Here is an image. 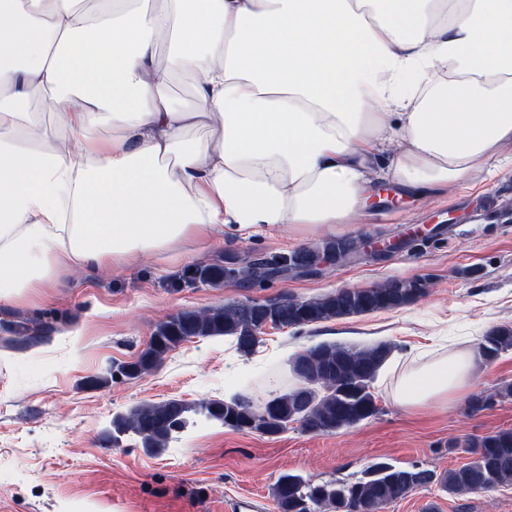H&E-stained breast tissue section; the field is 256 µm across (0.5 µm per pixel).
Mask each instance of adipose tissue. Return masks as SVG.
Returning a JSON list of instances; mask_svg holds the SVG:
<instances>
[{"mask_svg": "<svg viewBox=\"0 0 512 512\" xmlns=\"http://www.w3.org/2000/svg\"><path fill=\"white\" fill-rule=\"evenodd\" d=\"M505 154L512 0H0V304L192 237L332 229L378 181L427 198ZM479 368L413 348L381 379L413 412ZM197 81L190 75H175L167 85L165 93L177 106L194 109L197 107L195 97Z\"/></svg>", "mask_w": 512, "mask_h": 512, "instance_id": "1", "label": "adipose tissue"}]
</instances>
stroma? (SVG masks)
Returning a JSON list of instances; mask_svg holds the SVG:
<instances>
[{
    "label": "stroma",
    "instance_id": "35a3bbf8",
    "mask_svg": "<svg viewBox=\"0 0 512 512\" xmlns=\"http://www.w3.org/2000/svg\"><path fill=\"white\" fill-rule=\"evenodd\" d=\"M383 193L388 204L373 201L339 230L344 237L406 240V247L378 261L362 257L317 275L249 284L177 287L191 266L284 253L331 236L293 226L246 239H189L177 257L137 256L112 272L65 277L0 306V340L17 321L53 328L35 346L0 343V512H225L241 498L259 499L265 512H277L274 488L283 473L341 479L382 460L442 473L469 461L467 440L512 428V398L475 416L463 402L408 413L376 380L377 416L334 433L291 428L268 437L203 420L156 455L132 436L116 446L107 440L113 417L145 402L194 405L229 392L265 399L279 387L267 371L318 343H385L395 352L454 348L478 345L488 329L512 325V159L497 161L493 176L478 175L426 199L394 183ZM416 278L425 292L404 308L270 328L249 355L223 336L195 338L149 375L84 385L134 361L156 325L183 309L283 295L308 299ZM384 512H512V487L451 496L433 485Z\"/></svg>",
    "mask_w": 512,
    "mask_h": 512
}]
</instances>
